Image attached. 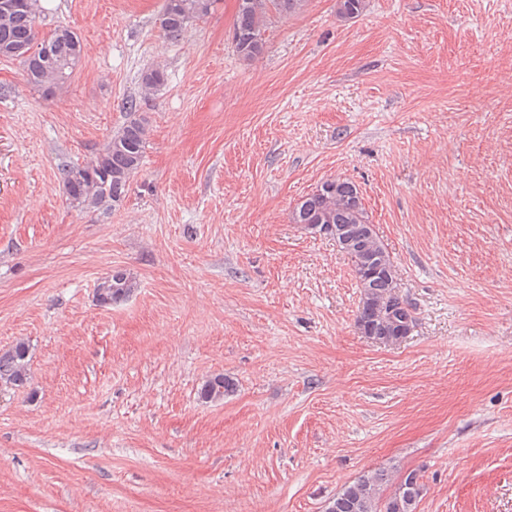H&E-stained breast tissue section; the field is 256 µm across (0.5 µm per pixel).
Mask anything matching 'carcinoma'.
I'll list each match as a JSON object with an SVG mask.
<instances>
[{"label": "carcinoma", "mask_w": 512, "mask_h": 512, "mask_svg": "<svg viewBox=\"0 0 512 512\" xmlns=\"http://www.w3.org/2000/svg\"><path fill=\"white\" fill-rule=\"evenodd\" d=\"M39 0H0V57L18 61L28 81L47 92L63 87L81 61V43L69 29H57L39 37L37 18ZM306 0H238L233 26V43L237 55L245 62L261 57L265 50L262 33L270 9L287 18L298 13ZM367 0H337V15L350 19L362 14ZM215 0H163L161 26L171 41H179L188 27L208 16ZM166 84L164 68L154 66L141 77V93L126 103L127 119L94 159L80 164H64L60 179L68 201L76 207L107 213L122 205L130 179L141 169L150 126L146 105ZM293 224H345L351 235L365 237L369 214L355 183L347 178L323 181L316 190L303 196L291 212ZM389 268L358 282L362 298L356 324L365 337L375 343L399 344V337L384 332L410 316L412 303L395 291L394 261L380 238L370 241L366 255L353 262L360 273L368 257ZM133 277L115 269L100 279L95 288L98 303L119 304L135 291ZM31 347L18 340L0 349V387L23 389L30 376ZM235 390V382L224 374L204 380L198 390L205 402L224 400ZM420 472L413 469L404 480L394 477L387 467L370 469L349 484L329 502L330 512H416L423 492Z\"/></svg>", "instance_id": "1"}]
</instances>
